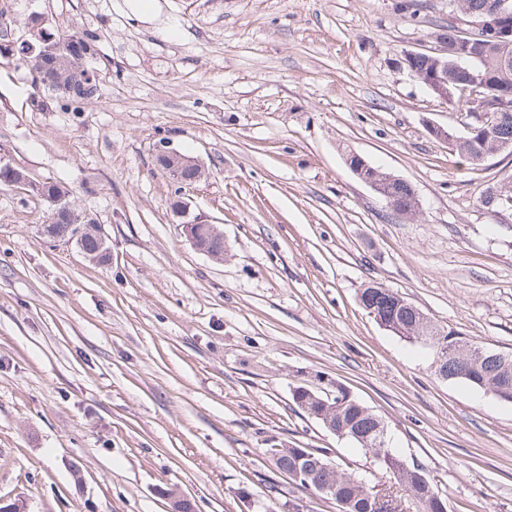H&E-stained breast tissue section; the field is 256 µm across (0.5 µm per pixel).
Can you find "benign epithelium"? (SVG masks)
<instances>
[{"label":"benign epithelium","mask_w":512,"mask_h":512,"mask_svg":"<svg viewBox=\"0 0 512 512\" xmlns=\"http://www.w3.org/2000/svg\"><path fill=\"white\" fill-rule=\"evenodd\" d=\"M451 5L463 16L462 24L472 27V30L479 33V38L501 47L512 46V0H500L491 11L474 10L463 0H452ZM27 31L28 37L21 41V46H16V43L11 40L0 42V49L11 56L15 48H20L22 60L30 69L36 89L39 90L45 85L65 98L73 95L74 88L69 80V74L74 69L85 70L87 84L94 85L99 82L98 72L93 66L96 56L94 45H87L82 53H74L71 51L70 41L52 34L48 28L44 27L41 20L27 26ZM476 58L478 55L473 42L465 38V32L455 29L452 35L439 39V47L426 53L408 51L398 63L399 68L407 71L433 95L447 103L454 101V90L459 83L484 90L482 98L477 101L476 111L470 114L473 122L466 124L464 134L458 135L438 125L430 127L435 138L451 146L472 134L479 133L483 138H490L500 122L512 119V102L508 101L502 93L496 74L489 70L474 69L471 66V60ZM421 59L429 61L428 68L419 69L418 61ZM450 64L454 66V74L451 77L448 76ZM158 161L166 168V172L172 179L182 186L192 185L204 177L203 165L199 161L175 150L161 152ZM347 164L350 171L363 183L369 185L392 209L404 210V207L400 206L386 189V184L397 180V177L389 175L382 179L367 175L369 164L357 154L351 155ZM0 168L8 171V179L14 188L30 191L48 205L47 222H54L59 219V216H65L68 223L74 227L75 242H80L82 236L89 231L96 233L101 241H106L101 229L82 217L67 198L60 196L43 183L32 182L26 175L16 170L3 153H0ZM182 230L196 249L208 256L213 255L210 243L198 232V224L184 223Z\"/></svg>","instance_id":"obj_1"}]
</instances>
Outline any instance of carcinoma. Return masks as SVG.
I'll use <instances>...</instances> for the list:
<instances>
[{"label": "carcinoma", "instance_id": "obj_1", "mask_svg": "<svg viewBox=\"0 0 512 512\" xmlns=\"http://www.w3.org/2000/svg\"><path fill=\"white\" fill-rule=\"evenodd\" d=\"M480 55L476 66L481 69H497L501 66L503 55L512 57V47L503 53L491 47L478 50ZM481 90L465 84L456 91L457 101L468 106L472 111ZM360 302L365 308L376 311L386 322L398 324L403 329V339L412 344H423L421 337L428 336L432 330L444 333V339H454L452 332L437 325L417 306L407 307L401 303L404 296L391 288H381L375 282L368 283L359 292ZM448 369L460 373L457 380L496 394L499 388L507 386L512 389V355L504 362L498 360L477 362L464 354H458L447 360ZM293 403L303 413L318 415L317 421L326 428L336 430V436L348 439L365 452H371V445L380 434L379 424L382 418L362 405L343 387H336V395L328 397L322 391H313L304 386H297L292 392ZM275 467L285 466L292 470L298 466H308L313 470V477L306 490L321 492L322 486L330 484L335 488L329 499L333 500L337 512H407L402 507V495L412 499L416 512H441L437 503L426 497L421 475L425 474L422 466L410 464V469L400 468L403 458L391 449H385L387 461L381 467L386 472L399 470L396 479L398 489L388 495L382 507L376 509L373 486L363 487L357 483V475L344 472L330 462L322 448H271L269 449Z\"/></svg>", "mask_w": 512, "mask_h": 512}]
</instances>
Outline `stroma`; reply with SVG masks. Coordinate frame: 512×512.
<instances>
[{"label":"stroma","instance_id":"stroma-1","mask_svg":"<svg viewBox=\"0 0 512 512\" xmlns=\"http://www.w3.org/2000/svg\"><path fill=\"white\" fill-rule=\"evenodd\" d=\"M0 0L93 32L96 98L80 111L0 57V151L66 187L107 237L87 259L42 231L46 206L0 185V499L26 512H336L267 450L327 449L372 483L351 441L299 411L292 390L337 383L384 420L448 512H512V403L437 376L433 351L359 304L371 281L438 325L512 353V154L474 166L430 133L465 108L397 61L436 47L448 0ZM169 147L207 178L180 187ZM357 153L410 182L395 213L348 168ZM185 197L190 207L176 215ZM214 224L223 259L182 222ZM182 230L185 237L195 246V248L204 254L212 257L214 254L213 250L216 252L224 251L223 234H221V238L213 236L211 247L210 243L200 236L197 223H184L182 224Z\"/></svg>","mask_w":512,"mask_h":512}]
</instances>
